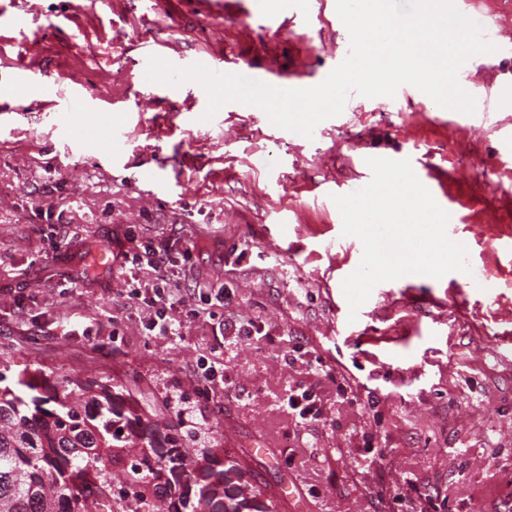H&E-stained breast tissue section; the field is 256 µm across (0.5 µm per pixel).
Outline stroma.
Masks as SVG:
<instances>
[{"instance_id":"obj_1","label":"stroma","mask_w":512,"mask_h":512,"mask_svg":"<svg viewBox=\"0 0 512 512\" xmlns=\"http://www.w3.org/2000/svg\"><path fill=\"white\" fill-rule=\"evenodd\" d=\"M0 0V350L13 370L41 369L111 382L160 426L181 427L195 449L237 459L260 512H496L512 499V266L496 244L512 239V0H479L474 20L500 30V47L460 69L465 91L502 100L447 124L431 98L368 103L350 93L312 138L273 125L256 106L225 104L203 121L195 82L155 95L136 80L147 48L220 60L231 73L272 68L293 87L320 83L349 51L336 0ZM40 82L36 99L15 88ZM78 87L126 109L128 141L109 153L71 139L64 96ZM417 154L469 251L470 273L377 284L350 314L343 280L363 247L343 233L323 189L364 187V158ZM159 169L143 181L141 172ZM201 244L172 284L224 283V321L254 320L261 341L223 342L206 314H185L183 336L146 335L140 301L118 269L82 278L84 252L111 249L125 231ZM89 335L72 332V324ZM223 363L228 387L195 392L201 360ZM299 387L325 403L297 423L286 406ZM384 441L382 459L359 457ZM415 474L413 490L401 478Z\"/></svg>"}]
</instances>
